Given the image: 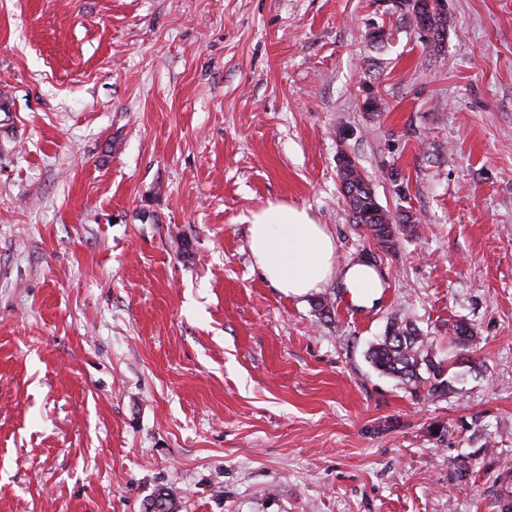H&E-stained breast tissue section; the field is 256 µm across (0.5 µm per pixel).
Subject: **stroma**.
<instances>
[{
	"mask_svg": "<svg viewBox=\"0 0 512 512\" xmlns=\"http://www.w3.org/2000/svg\"><path fill=\"white\" fill-rule=\"evenodd\" d=\"M444 4L434 47L397 0H0V512H498L512 0ZM341 151L414 214L393 250ZM271 201L381 271L378 304L264 281ZM393 320L444 388L373 367ZM336 165L354 224L365 227L379 244L389 249L395 246L400 232L413 230L415 218L412 214L405 212L394 216L377 203L369 180L354 158L351 160L345 152H341L337 156Z\"/></svg>",
	"mask_w": 512,
	"mask_h": 512,
	"instance_id": "1",
	"label": "stroma"
}]
</instances>
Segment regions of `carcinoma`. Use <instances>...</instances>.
I'll list each match as a JSON object with an SVG mask.
<instances>
[{
  "instance_id": "1",
  "label": "carcinoma",
  "mask_w": 512,
  "mask_h": 512,
  "mask_svg": "<svg viewBox=\"0 0 512 512\" xmlns=\"http://www.w3.org/2000/svg\"><path fill=\"white\" fill-rule=\"evenodd\" d=\"M436 2L438 0H413L408 8L415 27L428 23V29L432 31L430 44L443 41L447 26V19L435 7ZM336 165L354 223L365 227L379 244L389 249L395 246L400 232L413 230L415 218L412 214L394 216L377 203L369 180L356 160L342 152L337 156ZM425 343V337L416 329L393 321L386 327L384 336L369 349L368 358L382 372L407 382H417L419 369L423 366L433 371L437 378L441 375V366L425 354ZM150 512H174V499L169 489L159 491Z\"/></svg>"
}]
</instances>
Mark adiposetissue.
<instances>
[{
    "mask_svg": "<svg viewBox=\"0 0 512 512\" xmlns=\"http://www.w3.org/2000/svg\"><path fill=\"white\" fill-rule=\"evenodd\" d=\"M247 231L255 269L284 295L307 296L337 277L356 306L378 302L380 272L360 260L337 267L333 237L306 209L268 202L251 212Z\"/></svg>",
    "mask_w": 512,
    "mask_h": 512,
    "instance_id": "ef3b65f1",
    "label": "adipose tissue"
}]
</instances>
